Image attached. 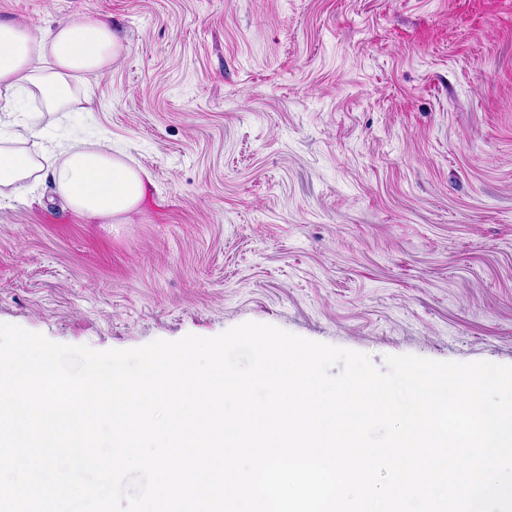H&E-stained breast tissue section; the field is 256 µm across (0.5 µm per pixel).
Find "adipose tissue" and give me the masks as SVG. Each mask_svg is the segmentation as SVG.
<instances>
[{
	"mask_svg": "<svg viewBox=\"0 0 512 512\" xmlns=\"http://www.w3.org/2000/svg\"><path fill=\"white\" fill-rule=\"evenodd\" d=\"M125 45L106 19L82 15L48 29L0 19V198L18 199L30 181L51 183L72 212L131 223L153 180L104 141L52 142L46 115L71 106L83 76L108 71ZM42 111H26V99Z\"/></svg>",
	"mask_w": 512,
	"mask_h": 512,
	"instance_id": "adipose-tissue-1",
	"label": "adipose tissue"
}]
</instances>
